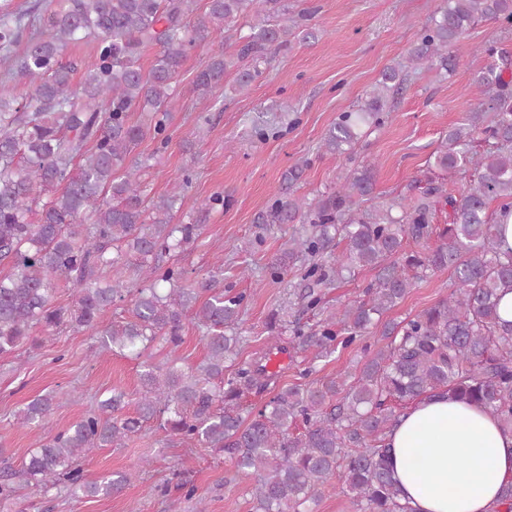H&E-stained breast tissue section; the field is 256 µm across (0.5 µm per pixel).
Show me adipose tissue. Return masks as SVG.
Masks as SVG:
<instances>
[{"label":"adipose tissue","mask_w":512,"mask_h":512,"mask_svg":"<svg viewBox=\"0 0 512 512\" xmlns=\"http://www.w3.org/2000/svg\"><path fill=\"white\" fill-rule=\"evenodd\" d=\"M387 441L399 497L413 512H497L501 489L512 480V433L448 397L415 401Z\"/></svg>","instance_id":"1"}]
</instances>
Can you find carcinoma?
<instances>
[{
	"instance_id": "carcinoma-1",
	"label": "carcinoma",
	"mask_w": 512,
	"mask_h": 512,
	"mask_svg": "<svg viewBox=\"0 0 512 512\" xmlns=\"http://www.w3.org/2000/svg\"><path fill=\"white\" fill-rule=\"evenodd\" d=\"M196 2L48 0L30 23L0 14V49L25 44L15 71L0 80V265L11 266L0 277V355L38 344L37 332L53 336L67 328L87 329L103 350L135 359L156 344L169 349L163 365L141 362L134 413H124L125 392L114 388L69 428L38 436L20 467H0V501L21 484L45 492L61 485L76 498L121 493L132 474L89 481L76 461L98 448L122 447L158 419L168 435L234 459L253 479L255 512H313L331 479L352 496L357 512H411L387 464L386 436L402 408L448 393L512 432V322L499 315L502 294L512 291V252L498 244L500 219L512 214L509 52L493 43L480 47L487 63L473 80L477 103L442 138L428 164L431 176L411 202H374L376 167L368 162L314 199L275 197L259 217L263 224L299 225L271 262L270 276L283 278L290 263L305 257L296 299L321 315L312 325L294 322L289 347L327 358L338 343L378 326L386 343L357 373L341 370L323 382L277 389L247 422L241 400L265 390L274 375L262 356L224 377V363L237 355L240 337L232 330L244 297L209 279L189 284L184 267L164 263L199 237L224 200L212 196L198 204L193 222L172 223L187 179L147 198L149 165L134 151L147 135L166 132L164 103L192 50L220 34L231 37L244 18L281 15L276 24L253 26L236 54L211 52L193 80L194 92L205 97L231 70L239 87L248 86L258 70L242 67L244 60L313 33L310 15L290 14L280 0H208L190 24ZM479 19L512 29V0H444L417 33L407 64L426 65L438 77L452 72L451 46ZM90 37L95 54L76 86L65 51ZM150 46L159 52L145 71L138 61ZM405 65L385 70L365 100L336 119L322 140L325 152L349 156L383 125ZM480 140L491 148L477 152ZM467 172L470 183L457 196L436 182ZM441 199L449 222L438 226L432 219ZM408 238L421 248L405 250ZM361 268L375 271L364 298L324 307L322 290ZM123 269L131 271L126 280L108 276ZM445 270L453 281L447 298L403 322L383 320L416 281ZM62 283L74 287L69 306L54 304ZM124 302L129 319H103ZM189 315L206 349L194 369L183 368L176 355ZM54 401L52 395L29 401L17 424L46 429Z\"/></svg>"
}]
</instances>
